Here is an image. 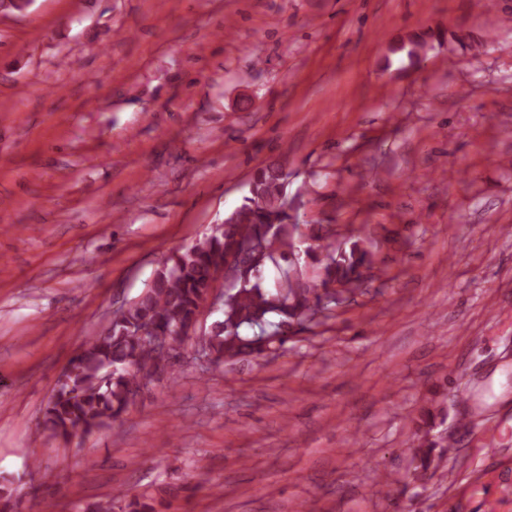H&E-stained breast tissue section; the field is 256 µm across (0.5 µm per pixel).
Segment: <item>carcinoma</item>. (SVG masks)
<instances>
[{
  "label": "carcinoma",
  "mask_w": 512,
  "mask_h": 512,
  "mask_svg": "<svg viewBox=\"0 0 512 512\" xmlns=\"http://www.w3.org/2000/svg\"><path fill=\"white\" fill-rule=\"evenodd\" d=\"M315 241L306 257L320 265L311 279L301 266L300 225L293 223L288 182L281 167L256 170L243 203L211 234L171 254L145 291L124 307L112 325L92 337L73 357L47 401L39 427L64 440L89 436L109 427L126 413L135 386L164 370L168 354L156 344L181 335L197 322L202 304L224 261L222 319L205 333L216 366L251 355L271 356L286 349L296 334L317 324V318L363 293L360 269L376 264L372 240L363 224L352 232L350 246L336 249L331 235L309 227ZM154 325L163 335L144 341L135 335L141 325ZM159 512L164 499L124 492L93 503L88 512Z\"/></svg>",
  "instance_id": "obj_1"
}]
</instances>
